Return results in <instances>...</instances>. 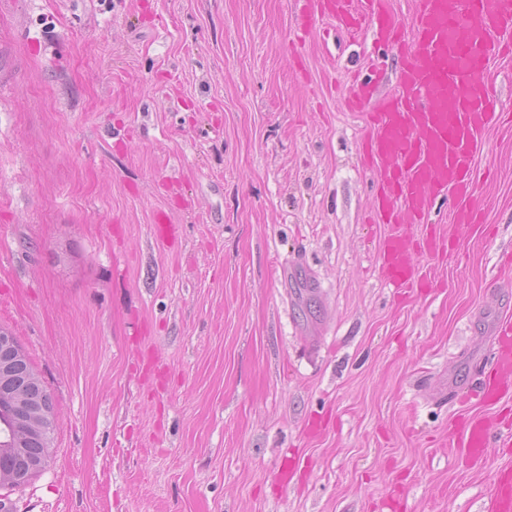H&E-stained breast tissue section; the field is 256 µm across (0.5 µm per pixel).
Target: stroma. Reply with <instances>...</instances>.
<instances>
[{
	"instance_id": "1",
	"label": "stroma",
	"mask_w": 512,
	"mask_h": 512,
	"mask_svg": "<svg viewBox=\"0 0 512 512\" xmlns=\"http://www.w3.org/2000/svg\"><path fill=\"white\" fill-rule=\"evenodd\" d=\"M365 54L292 0H0V329L55 413L0 512H483L504 455L434 438L512 321V141L399 300L345 108Z\"/></svg>"
}]
</instances>
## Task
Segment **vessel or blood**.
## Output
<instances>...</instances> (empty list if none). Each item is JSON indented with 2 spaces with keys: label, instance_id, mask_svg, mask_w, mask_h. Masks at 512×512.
Returning a JSON list of instances; mask_svg holds the SVG:
<instances>
[{
  "label": "vessel or blood",
  "instance_id": "vessel-or-blood-1",
  "mask_svg": "<svg viewBox=\"0 0 512 512\" xmlns=\"http://www.w3.org/2000/svg\"><path fill=\"white\" fill-rule=\"evenodd\" d=\"M298 27L330 40L369 34L365 67L351 75L349 111L367 113L361 160L376 168L384 283L408 296L425 287L418 261L452 251L437 225L481 221L472 179L476 155L498 122L491 64L512 38V0H412L410 23L393 0H293ZM390 90H383L384 81ZM482 411L459 418L442 444L472 465L488 449L512 451V323L501 324L478 387ZM486 512H512V464L492 482Z\"/></svg>",
  "mask_w": 512,
  "mask_h": 512
}]
</instances>
